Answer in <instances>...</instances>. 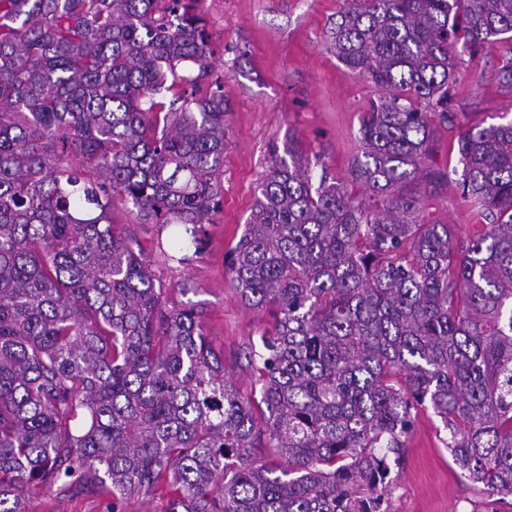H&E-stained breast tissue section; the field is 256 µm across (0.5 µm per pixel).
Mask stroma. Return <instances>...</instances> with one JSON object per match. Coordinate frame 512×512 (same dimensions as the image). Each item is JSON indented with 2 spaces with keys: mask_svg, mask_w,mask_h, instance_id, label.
Returning <instances> with one entry per match:
<instances>
[{
  "mask_svg": "<svg viewBox=\"0 0 512 512\" xmlns=\"http://www.w3.org/2000/svg\"><path fill=\"white\" fill-rule=\"evenodd\" d=\"M340 0H201L198 10L218 50L212 77L224 84L230 100L224 147L223 209L206 225L205 245L192 262L164 260L157 240H170V230L141 223L136 211L122 209L114 222L133 231L146 249L157 278L169 288L170 305H194L213 349L242 394L253 379L240 368V352L271 322L268 313L240 300L225 266L227 251L239 240L257 187L269 170L273 149H285L297 138L314 174L344 182L354 196L363 188L352 176L362 154V117L379 91L337 60L330 31ZM512 57V42L498 41L472 54L455 49V76L449 106L454 126L440 129L433 165H458L455 143L461 131L512 120V89L500 86L497 73ZM419 199V217L451 225L455 239L468 237L479 223L477 207L462 198L454 183H411ZM414 426L404 440L393 480L389 512H489L493 496L461 475L446 447L448 432L432 409L413 411ZM27 512H106L100 490L72 494L29 489Z\"/></svg>",
  "mask_w": 512,
  "mask_h": 512,
  "instance_id": "35a3bbf8",
  "label": "stroma"
}]
</instances>
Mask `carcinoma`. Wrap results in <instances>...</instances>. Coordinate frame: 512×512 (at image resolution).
Returning a JSON list of instances; mask_svg holds the SVG:
<instances>
[{
	"label": "carcinoma",
	"instance_id": "cac0c4a2",
	"mask_svg": "<svg viewBox=\"0 0 512 512\" xmlns=\"http://www.w3.org/2000/svg\"><path fill=\"white\" fill-rule=\"evenodd\" d=\"M199 2L0 0V512L29 484L106 487L108 512L166 488L167 512H389L388 454L427 404L467 479L512 496V122L458 136L485 220L466 240L401 193L448 179L427 165L453 50L512 34V0H345L336 58L382 91L354 166L372 196L313 184L293 137L275 158L227 263L274 310L247 397L112 221L130 204L183 231L185 263L222 210L230 107ZM260 435L281 463H255Z\"/></svg>",
	"mask_w": 512,
	"mask_h": 512
}]
</instances>
